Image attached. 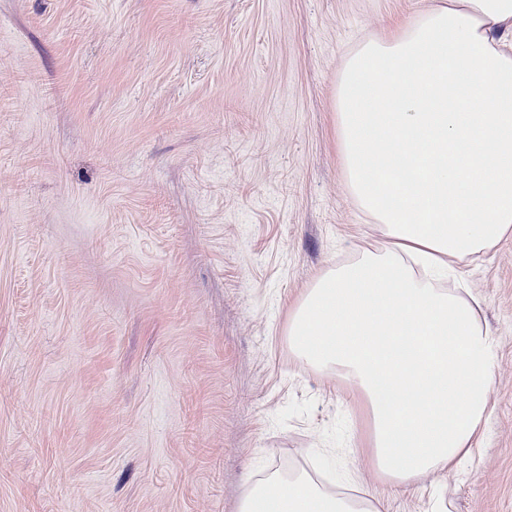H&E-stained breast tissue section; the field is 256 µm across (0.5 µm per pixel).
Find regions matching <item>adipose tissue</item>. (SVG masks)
Listing matches in <instances>:
<instances>
[{"label": "adipose tissue", "mask_w": 512, "mask_h": 512, "mask_svg": "<svg viewBox=\"0 0 512 512\" xmlns=\"http://www.w3.org/2000/svg\"><path fill=\"white\" fill-rule=\"evenodd\" d=\"M512 0H439L348 57L337 91L348 189L389 243L328 268L288 322L311 369L368 401L399 487L466 463L491 412L495 338L452 260L512 234ZM238 512H378L307 469L251 482Z\"/></svg>", "instance_id": "obj_1"}]
</instances>
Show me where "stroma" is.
<instances>
[{
  "mask_svg": "<svg viewBox=\"0 0 512 512\" xmlns=\"http://www.w3.org/2000/svg\"><path fill=\"white\" fill-rule=\"evenodd\" d=\"M430 0H0V512H237L352 469L379 512H512V235L457 262L496 338L469 465L390 485L371 416L288 346L323 270L385 245L336 89Z\"/></svg>",
  "mask_w": 512,
  "mask_h": 512,
  "instance_id": "stroma-1",
  "label": "stroma"
}]
</instances>
